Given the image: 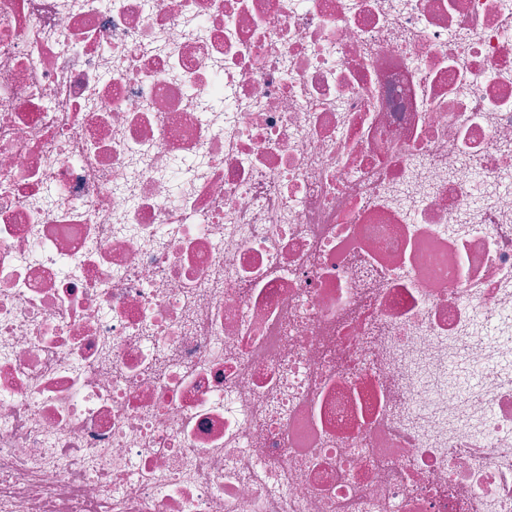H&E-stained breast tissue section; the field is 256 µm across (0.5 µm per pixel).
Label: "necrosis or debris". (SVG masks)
<instances>
[{"instance_id": "1", "label": "necrosis or debris", "mask_w": 512, "mask_h": 512, "mask_svg": "<svg viewBox=\"0 0 512 512\" xmlns=\"http://www.w3.org/2000/svg\"><path fill=\"white\" fill-rule=\"evenodd\" d=\"M0 512H512V0H0Z\"/></svg>"}]
</instances>
